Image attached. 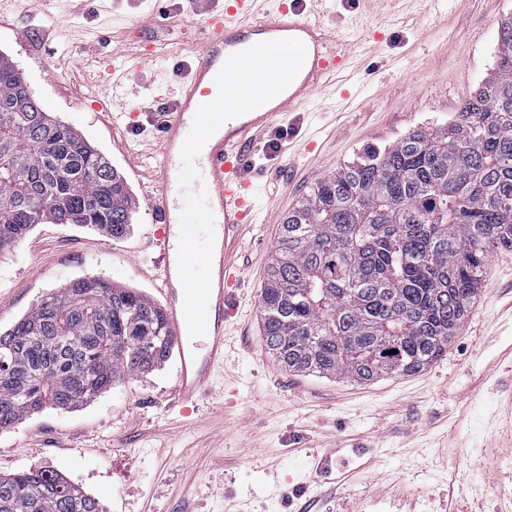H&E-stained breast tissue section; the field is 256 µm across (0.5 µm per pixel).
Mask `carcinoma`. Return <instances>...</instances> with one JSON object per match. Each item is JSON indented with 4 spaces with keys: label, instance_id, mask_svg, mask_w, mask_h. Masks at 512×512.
<instances>
[{
    "label": "carcinoma",
    "instance_id": "1",
    "mask_svg": "<svg viewBox=\"0 0 512 512\" xmlns=\"http://www.w3.org/2000/svg\"><path fill=\"white\" fill-rule=\"evenodd\" d=\"M138 202L81 134L56 121L0 54V252L38 224L127 234ZM512 250V19L495 68L445 126L366 151L280 225L261 294L266 347L285 370L357 383L411 375L447 349L491 250ZM163 308L76 279L0 333V429L76 408L163 367ZM0 512H102L50 470L0 477Z\"/></svg>",
    "mask_w": 512,
    "mask_h": 512
}]
</instances>
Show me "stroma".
Wrapping results in <instances>:
<instances>
[{
	"instance_id": "1",
	"label": "stroma",
	"mask_w": 512,
	"mask_h": 512,
	"mask_svg": "<svg viewBox=\"0 0 512 512\" xmlns=\"http://www.w3.org/2000/svg\"><path fill=\"white\" fill-rule=\"evenodd\" d=\"M88 0L71 14L39 0H0V53L46 112L85 136L140 206L130 234L39 224L0 252V331L43 297L83 277L163 303L155 226L144 204L152 176L139 156L155 138L153 108L172 107L196 61L197 0ZM512 0H337L329 27L356 57L350 98L316 96L280 117L253 152L281 171L260 185L264 208L244 231L234 348L225 373L190 407L174 401L177 362L125 378L73 410L47 407L0 429V477L49 469L104 512H512V251L491 252L470 313L448 352L423 371L370 384L289 372L262 335L261 290L278 226L311 187L420 127L447 125L497 62ZM145 95L138 123L96 109L122 54ZM160 91L147 97L148 88Z\"/></svg>"
}]
</instances>
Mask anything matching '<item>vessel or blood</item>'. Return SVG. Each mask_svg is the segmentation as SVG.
I'll use <instances>...</instances> for the list:
<instances>
[{"label": "vessel or blood", "mask_w": 512, "mask_h": 512, "mask_svg": "<svg viewBox=\"0 0 512 512\" xmlns=\"http://www.w3.org/2000/svg\"><path fill=\"white\" fill-rule=\"evenodd\" d=\"M260 0H225L223 9L203 6L198 60L165 117L162 134L149 146L151 170L160 184L146 197L156 228L148 241L158 251L164 272H171L178 257L179 224L175 190L180 152L199 106L216 94L215 77L226 58L268 40L294 38L306 48L304 64L291 83L270 102L224 123L202 149L203 184L220 233L212 255L208 327L202 347L190 344L183 312V291L164 279L169 333L177 348L179 365L175 392L179 403L193 402L205 392L214 371L223 367L228 340L226 322L236 313L237 257L243 229L255 220V190L261 179L252 164V152L275 118L303 110L318 93L331 89L338 74L350 64L348 44L340 31L323 21L332 11L330 0H275L266 18H258Z\"/></svg>", "instance_id": "b4317fda"}]
</instances>
